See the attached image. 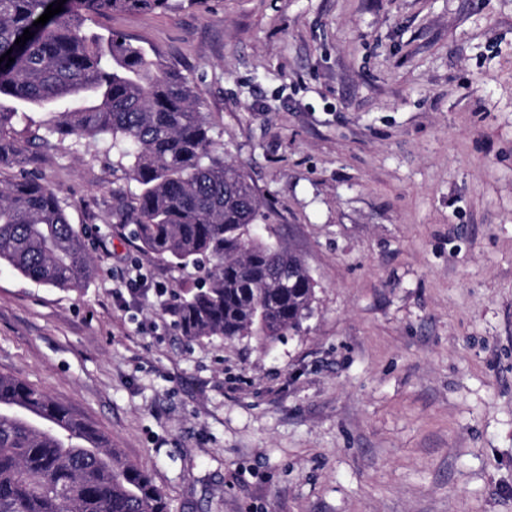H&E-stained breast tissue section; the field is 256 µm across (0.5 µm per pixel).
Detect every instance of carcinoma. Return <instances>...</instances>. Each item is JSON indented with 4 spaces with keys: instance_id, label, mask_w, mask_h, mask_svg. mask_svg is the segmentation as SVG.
I'll return each mask as SVG.
<instances>
[{
    "instance_id": "carcinoma-1",
    "label": "carcinoma",
    "mask_w": 512,
    "mask_h": 512,
    "mask_svg": "<svg viewBox=\"0 0 512 512\" xmlns=\"http://www.w3.org/2000/svg\"><path fill=\"white\" fill-rule=\"evenodd\" d=\"M172 0H0V99L50 110L47 130L108 140L140 193L123 226L147 256L204 270L173 297L176 326L191 340L254 336L272 343L312 313L316 283L303 259L251 234L262 201L224 160L197 85L121 32L87 22L102 12L147 14ZM34 33L15 44L24 30ZM18 112L0 103V164L21 165ZM42 285L77 289L94 273L82 235L57 194L31 174L0 182V264ZM0 512H171L142 469L111 441L35 385L0 375Z\"/></svg>"
}]
</instances>
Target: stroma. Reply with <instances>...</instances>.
Masks as SVG:
<instances>
[{"mask_svg": "<svg viewBox=\"0 0 512 512\" xmlns=\"http://www.w3.org/2000/svg\"><path fill=\"white\" fill-rule=\"evenodd\" d=\"M202 93L254 231L317 283L301 332L192 341L105 144L30 145L83 233L71 290L0 266V374L149 473L171 512H512V0H208L103 13ZM142 260L146 287H122Z\"/></svg>", "mask_w": 512, "mask_h": 512, "instance_id": "obj_1", "label": "stroma"}]
</instances>
